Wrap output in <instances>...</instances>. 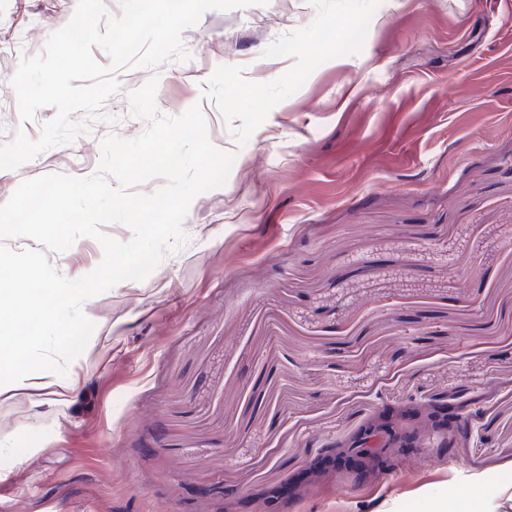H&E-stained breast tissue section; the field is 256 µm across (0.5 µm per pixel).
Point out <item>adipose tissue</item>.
<instances>
[{
  "mask_svg": "<svg viewBox=\"0 0 512 512\" xmlns=\"http://www.w3.org/2000/svg\"><path fill=\"white\" fill-rule=\"evenodd\" d=\"M61 300L43 282L12 271L0 272V404L26 394L66 405L79 385L77 373L59 379L33 373L37 348L45 341L63 346L71 326L60 319ZM512 485L485 488L480 479L454 483L436 497L432 512H505Z\"/></svg>",
  "mask_w": 512,
  "mask_h": 512,
  "instance_id": "adipose-tissue-1",
  "label": "adipose tissue"
}]
</instances>
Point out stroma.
<instances>
[{
  "label": "stroma",
  "instance_id": "35a3bbf8",
  "mask_svg": "<svg viewBox=\"0 0 512 512\" xmlns=\"http://www.w3.org/2000/svg\"><path fill=\"white\" fill-rule=\"evenodd\" d=\"M77 0H0V146L38 138L11 80ZM156 105H200L234 154L187 243L89 307L119 339L67 407L0 405V512H253L384 407L474 399L450 450L360 473L327 466L279 512H431L451 467L512 483V0H269L210 10ZM125 69L95 124L15 170L93 176L100 142L146 128ZM102 247L48 252L70 279ZM457 271H449V261Z\"/></svg>",
  "mask_w": 512,
  "mask_h": 512
}]
</instances>
